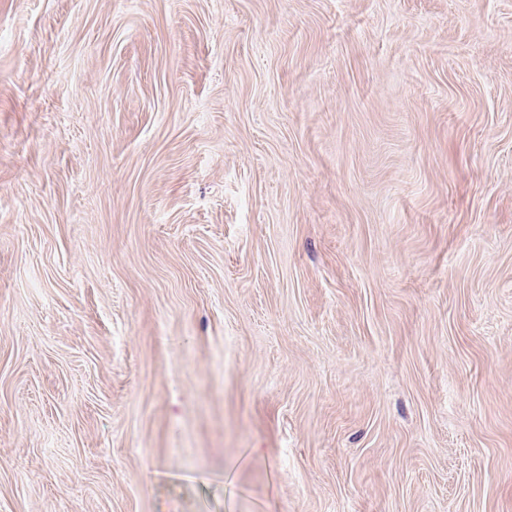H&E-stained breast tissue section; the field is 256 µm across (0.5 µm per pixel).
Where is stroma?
I'll list each match as a JSON object with an SVG mask.
<instances>
[{
	"label": "stroma",
	"mask_w": 512,
	"mask_h": 512,
	"mask_svg": "<svg viewBox=\"0 0 512 512\" xmlns=\"http://www.w3.org/2000/svg\"><path fill=\"white\" fill-rule=\"evenodd\" d=\"M0 512H512V0H0Z\"/></svg>",
	"instance_id": "obj_1"
}]
</instances>
